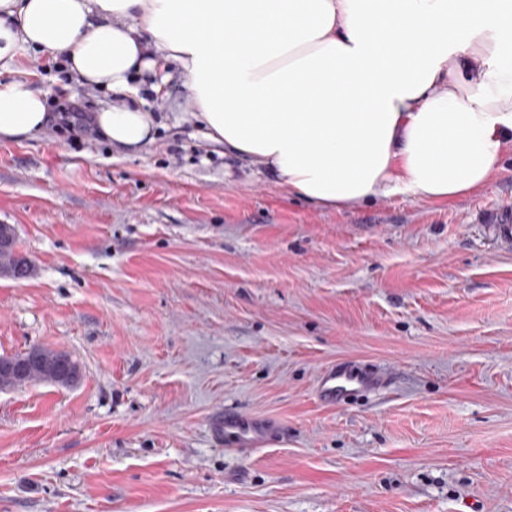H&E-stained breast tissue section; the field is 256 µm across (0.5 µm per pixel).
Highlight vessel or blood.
Instances as JSON below:
<instances>
[{"label":"vessel or blood","mask_w":512,"mask_h":512,"mask_svg":"<svg viewBox=\"0 0 512 512\" xmlns=\"http://www.w3.org/2000/svg\"><path fill=\"white\" fill-rule=\"evenodd\" d=\"M380 384L381 380L374 372L349 361L338 362L321 370L316 397L322 404L333 406ZM279 431L277 421L241 412H224L212 422L214 441L228 450L241 453L274 444Z\"/></svg>","instance_id":"vessel-or-blood-1"}]
</instances>
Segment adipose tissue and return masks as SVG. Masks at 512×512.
Segmentation results:
<instances>
[{
  "instance_id": "obj_1",
  "label": "adipose tissue",
  "mask_w": 512,
  "mask_h": 512,
  "mask_svg": "<svg viewBox=\"0 0 512 512\" xmlns=\"http://www.w3.org/2000/svg\"><path fill=\"white\" fill-rule=\"evenodd\" d=\"M21 48L118 96L92 114L117 150L177 77L201 139L336 209L476 194L512 148V0H0V62ZM46 96L0 83V140L55 124Z\"/></svg>"
}]
</instances>
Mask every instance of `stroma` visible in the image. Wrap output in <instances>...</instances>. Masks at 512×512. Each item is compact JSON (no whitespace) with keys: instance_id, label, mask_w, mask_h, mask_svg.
Wrapping results in <instances>:
<instances>
[{"instance_id":"stroma-1","label":"stroma","mask_w":512,"mask_h":512,"mask_svg":"<svg viewBox=\"0 0 512 512\" xmlns=\"http://www.w3.org/2000/svg\"><path fill=\"white\" fill-rule=\"evenodd\" d=\"M51 111L83 96L17 57ZM153 141H0V224L33 267L0 276V353L72 356L71 387L0 391V512H512V151L481 192L336 210L189 140L180 81ZM385 389L333 407L320 370ZM233 409L283 421L250 454ZM381 383L374 372L355 363H333L319 373L316 397L324 405L335 406L351 396L375 389ZM279 431L280 425L277 421L227 410L216 416L212 422L214 441L228 450L241 453L274 444Z\"/></svg>"}]
</instances>
